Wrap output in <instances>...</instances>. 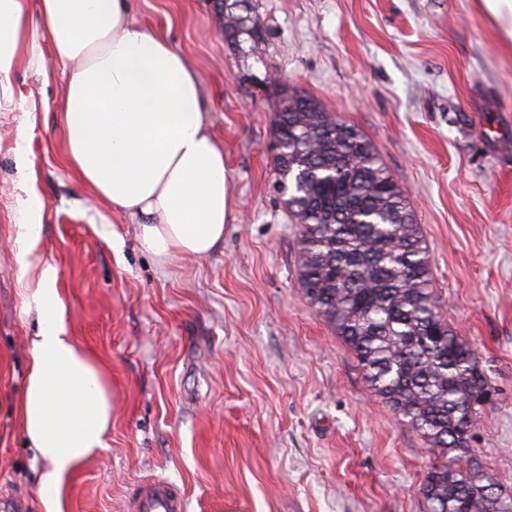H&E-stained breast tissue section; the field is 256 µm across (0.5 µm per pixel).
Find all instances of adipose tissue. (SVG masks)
I'll return each mask as SVG.
<instances>
[{"mask_svg":"<svg viewBox=\"0 0 512 512\" xmlns=\"http://www.w3.org/2000/svg\"><path fill=\"white\" fill-rule=\"evenodd\" d=\"M40 35L66 80L65 161L79 180L136 221L140 248L159 264L222 245L233 219L230 177L186 57L138 26L129 0H39L34 16L28 0H0L1 101L13 103L19 52ZM15 153L27 183L13 245L29 275L24 310L36 317L16 407L24 445L41 464L35 495L44 512H63L72 474L107 447L112 390L97 358L69 335L58 269L41 256L44 205L27 131Z\"/></svg>","mask_w":512,"mask_h":512,"instance_id":"1","label":"adipose tissue"}]
</instances>
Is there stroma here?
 Returning a JSON list of instances; mask_svg holds the SVG:
<instances>
[{"mask_svg":"<svg viewBox=\"0 0 512 512\" xmlns=\"http://www.w3.org/2000/svg\"><path fill=\"white\" fill-rule=\"evenodd\" d=\"M198 69L232 179L234 219L201 260L160 265L129 217L65 163L60 69L24 55L15 92L50 111L0 112V512H40L37 467L9 398L35 332L10 240L30 126L42 252L68 327L112 373L108 447L77 469L64 512H127L147 480L186 512H428L437 457L367 384L298 284V226L275 182L270 77L355 125L408 196L440 317L492 386L461 467L512 496V43L478 0H250L256 51L224 41L211 0H130Z\"/></svg>","mask_w":512,"mask_h":512,"instance_id":"obj_1","label":"stroma"}]
</instances>
